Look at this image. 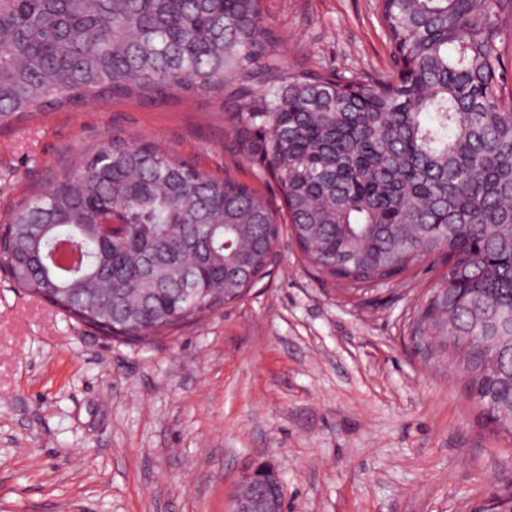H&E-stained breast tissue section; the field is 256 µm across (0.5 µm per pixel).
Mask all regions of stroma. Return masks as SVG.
<instances>
[{
  "mask_svg": "<svg viewBox=\"0 0 512 512\" xmlns=\"http://www.w3.org/2000/svg\"><path fill=\"white\" fill-rule=\"evenodd\" d=\"M294 68L388 73L376 0H263ZM120 134L278 201L231 149L219 100L90 101L0 124V224ZM270 276L154 338L113 339L0 273V512H229L256 464L286 512H474L512 494V445L459 361L413 337L445 275L429 259L345 289L281 227Z\"/></svg>",
  "mask_w": 512,
  "mask_h": 512,
  "instance_id": "obj_1",
  "label": "stroma"
}]
</instances>
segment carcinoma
<instances>
[{"label": "carcinoma", "mask_w": 512, "mask_h": 512, "mask_svg": "<svg viewBox=\"0 0 512 512\" xmlns=\"http://www.w3.org/2000/svg\"><path fill=\"white\" fill-rule=\"evenodd\" d=\"M380 10L398 74L361 81L289 68L261 0H0V122L90 99L221 97L319 275L359 290L447 259L418 326L457 352L468 397L512 438V0ZM113 218L125 232L109 241ZM278 237L249 185L114 135L0 225V255L15 287L147 342L240 297Z\"/></svg>", "instance_id": "carcinoma-1"}]
</instances>
